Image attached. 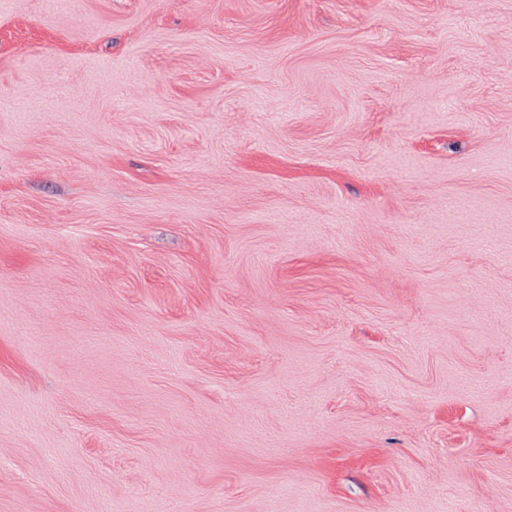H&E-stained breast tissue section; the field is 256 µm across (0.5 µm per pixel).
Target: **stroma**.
Here are the masks:
<instances>
[{
    "instance_id": "35a3bbf8",
    "label": "stroma",
    "mask_w": 512,
    "mask_h": 512,
    "mask_svg": "<svg viewBox=\"0 0 512 512\" xmlns=\"http://www.w3.org/2000/svg\"><path fill=\"white\" fill-rule=\"evenodd\" d=\"M0 512H512V0H0Z\"/></svg>"
}]
</instances>
